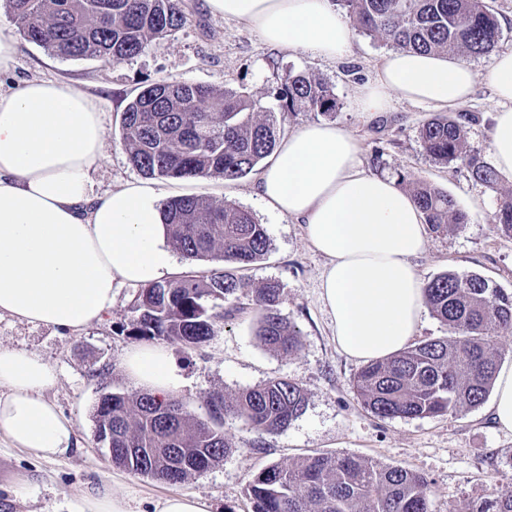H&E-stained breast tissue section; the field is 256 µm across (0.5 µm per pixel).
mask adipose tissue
<instances>
[{
	"label": "adipose tissue",
	"mask_w": 512,
	"mask_h": 512,
	"mask_svg": "<svg viewBox=\"0 0 512 512\" xmlns=\"http://www.w3.org/2000/svg\"><path fill=\"white\" fill-rule=\"evenodd\" d=\"M211 13L238 22L273 47L337 62L353 32L333 0H206ZM474 71L448 55L392 50L374 66L362 111L385 112L392 96L443 111L466 104ZM500 103L491 148L512 179V49L485 76ZM357 139L332 123L291 129L260 169L254 191L271 213L302 224L323 256L320 297L337 347L360 362L409 346L425 310L415 261L428 228L413 197L389 177L366 171ZM106 153L95 102L60 81L25 80L0 88V316L79 331L101 320L114 288L173 274L161 191L134 180L97 195L92 173ZM128 378L158 397L173 395L168 348L144 343L121 359ZM57 374L37 353L0 344V437L38 458L76 446L71 422L45 399Z\"/></svg>",
	"instance_id": "ef3b65f1"
}]
</instances>
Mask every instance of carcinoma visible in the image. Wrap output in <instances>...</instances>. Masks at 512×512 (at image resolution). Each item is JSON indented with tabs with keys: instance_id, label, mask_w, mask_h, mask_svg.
I'll use <instances>...</instances> for the list:
<instances>
[{
	"instance_id": "obj_1",
	"label": "carcinoma",
	"mask_w": 512,
	"mask_h": 512,
	"mask_svg": "<svg viewBox=\"0 0 512 512\" xmlns=\"http://www.w3.org/2000/svg\"><path fill=\"white\" fill-rule=\"evenodd\" d=\"M333 2L359 31L393 48L471 58L492 52L501 37L484 0ZM0 9L25 40L50 54L109 65L144 53L188 21L182 0H0ZM270 96L278 111L291 114L331 116L340 108L329 82L292 68L277 76ZM476 121L472 112L433 115L419 128L420 143L432 161L463 167L496 190V168L467 147L468 125ZM121 138L130 164L147 178L236 181L274 151L278 130L275 111L244 91L161 79L147 82L127 104ZM408 185L433 231L469 223L447 193L420 179ZM164 208L171 247L190 264L213 267L145 285L131 306L128 334L198 347L249 305L259 313L262 345L285 357L295 353L301 332L280 313V284L254 285L235 274L267 253L264 225L226 200L178 196ZM492 221L496 232L512 237L511 197L500 202ZM424 296L446 335L374 360L353 378L357 398L382 419L452 415L479 405L505 354L498 337L512 335V291L478 273L445 272L425 284ZM230 298L235 305L226 309ZM206 406L203 419L176 396L105 393L94 411L95 428L112 426L114 466L176 483L222 464L233 452L225 417L259 435L273 434L302 412L305 393L297 382L276 377L232 397L214 393ZM247 495L251 512H429L430 486L405 466L317 453L266 466L252 475ZM471 512H512V495Z\"/></svg>"
}]
</instances>
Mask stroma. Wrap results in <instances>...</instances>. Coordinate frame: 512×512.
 <instances>
[{
    "mask_svg": "<svg viewBox=\"0 0 512 512\" xmlns=\"http://www.w3.org/2000/svg\"><path fill=\"white\" fill-rule=\"evenodd\" d=\"M189 20L131 60L104 65L96 60H64L42 47L18 40L9 82L40 78L69 83L94 98L106 133L108 156L93 172L95 193L102 194L138 173L121 140V117L144 81L168 79L247 89L261 105L278 74L291 68L328 80L342 104L333 123L360 143L364 168L396 177L427 180L450 194L470 213V221L444 233H430L427 252L416 265L423 280L447 270L477 272L512 290V237L491 223L502 193L475 182L462 168L430 161L418 129L431 108L393 98L390 111L368 115L359 110V91L373 77L386 45L362 33L354 35L351 58L329 63L299 50L264 44L258 35L209 13L205 0H184ZM499 107L492 87L479 82L467 111L479 120L468 130V146L490 156L491 114ZM252 177L234 182L219 178L158 180L164 198L196 195L226 200L250 211L269 237L267 254L245 270L252 283L279 282L285 301L281 314L302 334L295 355L283 357L263 347L256 334L258 314L247 309L196 349L173 343L169 349L178 376L176 396L197 415H205L210 394L231 396L272 377L298 382L306 392L303 411L274 434L251 432L239 420L225 418L224 430L237 444L224 463L181 483H166L113 467L109 451L95 435L93 412L103 393L135 394L119 362L136 345L122 332L140 288L123 285L113 294L102 321L76 332L0 317V344L38 353L55 369L58 380L46 397L71 420L77 448L53 459L34 458L0 439V512H78L86 489L109 482L132 512H152L157 499L187 494L207 500L211 512H251L246 488L251 475L273 462H290L315 452L350 454L402 465L424 475L431 485L432 512H468L484 501L512 495V434L497 429L488 403L456 415L417 419H380L357 399L351 381L361 362L341 352L333 339L331 318L319 294L325 260L313 252L302 225L268 212L253 195ZM482 199L487 211L475 212ZM27 487L17 499V487Z\"/></svg>",
    "mask_w": 512,
    "mask_h": 512,
    "instance_id": "obj_1",
    "label": "stroma"
}]
</instances>
